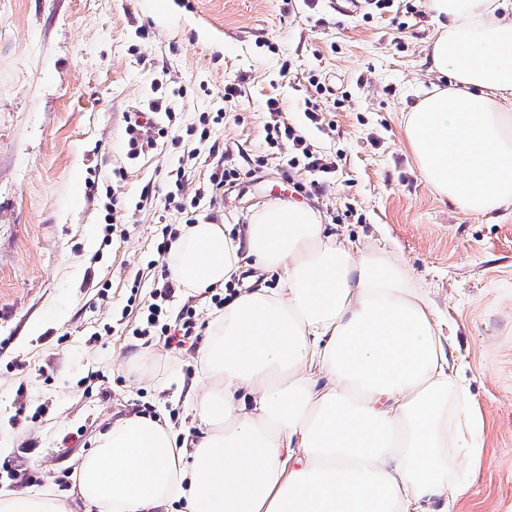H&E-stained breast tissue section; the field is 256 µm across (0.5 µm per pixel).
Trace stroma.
Here are the masks:
<instances>
[{"mask_svg":"<svg viewBox=\"0 0 512 512\" xmlns=\"http://www.w3.org/2000/svg\"><path fill=\"white\" fill-rule=\"evenodd\" d=\"M434 31L425 0H0V462L16 471L0 496L71 499L78 458L144 409L198 435L197 356L220 307L176 290L164 322L193 313L190 339L138 335L167 275L162 230L192 217L238 232L279 199L389 252L429 295L481 422L454 512H512V206L471 217L440 201L404 145ZM137 112L166 134L135 153ZM277 120L334 172L289 168L291 141L266 138ZM219 166L236 186L184 212Z\"/></svg>","mask_w":512,"mask_h":512,"instance_id":"obj_1","label":"stroma"}]
</instances>
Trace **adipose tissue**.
<instances>
[{
	"label": "adipose tissue",
	"instance_id": "ef3b65f1",
	"mask_svg": "<svg viewBox=\"0 0 512 512\" xmlns=\"http://www.w3.org/2000/svg\"><path fill=\"white\" fill-rule=\"evenodd\" d=\"M436 82L403 116L415 166L464 214L512 205V0H426ZM278 274L226 302L200 350V435L178 443L150 416L119 419L80 456L72 501L0 498V512H451L471 395L426 293L385 251L329 234L318 211L276 200L244 240L182 228L167 259L188 294L243 266Z\"/></svg>",
	"mask_w": 512,
	"mask_h": 512
}]
</instances>
